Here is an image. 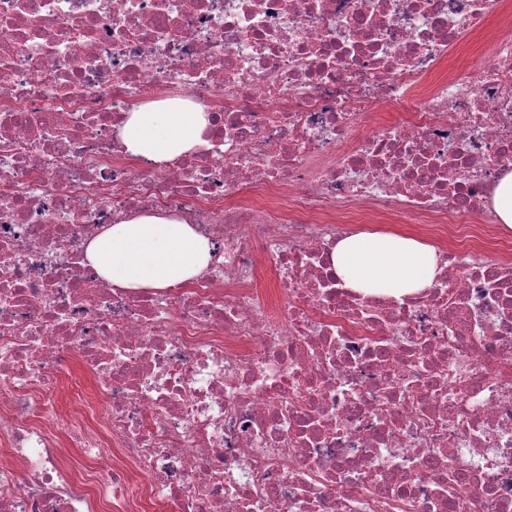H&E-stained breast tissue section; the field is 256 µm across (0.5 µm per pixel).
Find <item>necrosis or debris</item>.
<instances>
[{
    "label": "necrosis or debris",
    "mask_w": 512,
    "mask_h": 512,
    "mask_svg": "<svg viewBox=\"0 0 512 512\" xmlns=\"http://www.w3.org/2000/svg\"><path fill=\"white\" fill-rule=\"evenodd\" d=\"M504 5L0 0V512H512V239L475 232L512 173V37L450 65ZM171 96L206 145L131 156L126 113ZM151 211L212 260L133 294L85 248ZM368 211L450 227L431 288L344 287ZM72 361L97 396L61 412Z\"/></svg>",
    "instance_id": "obj_1"
}]
</instances>
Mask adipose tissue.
I'll return each mask as SVG.
<instances>
[{"label": "adipose tissue", "instance_id": "1", "mask_svg": "<svg viewBox=\"0 0 512 512\" xmlns=\"http://www.w3.org/2000/svg\"><path fill=\"white\" fill-rule=\"evenodd\" d=\"M208 119L190 101H155L127 113L120 129L134 157L161 164L203 145ZM86 259L114 287L132 292L181 285L207 268L209 241L180 217L142 213L118 218L86 249ZM331 262L346 287L366 295L411 294L431 286L435 250L402 233H360L340 240Z\"/></svg>", "mask_w": 512, "mask_h": 512}]
</instances>
